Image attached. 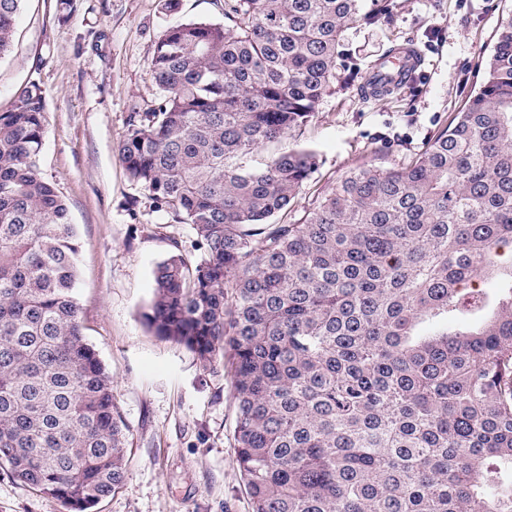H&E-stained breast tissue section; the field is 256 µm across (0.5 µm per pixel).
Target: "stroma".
Masks as SVG:
<instances>
[{"instance_id":"1","label":"stroma","mask_w":512,"mask_h":512,"mask_svg":"<svg viewBox=\"0 0 512 512\" xmlns=\"http://www.w3.org/2000/svg\"><path fill=\"white\" fill-rule=\"evenodd\" d=\"M511 16L512 0H394L387 24L349 28L344 49L358 79L337 82L287 141L316 155L288 222L350 170L410 164L477 90L481 61ZM222 19L218 0H181L175 12L164 0H75L64 19L57 0H23L12 47L0 57V111L28 80L46 92L41 169L70 209L84 334L112 375L127 426L123 481L97 512H252L236 465L228 368L203 365L143 318L156 266L174 253L198 259L197 236L156 210L118 158L129 113L156 95L150 64L161 33ZM396 45L419 51L415 78L397 94L368 97L363 78ZM0 512L67 510L0 467Z\"/></svg>"}]
</instances>
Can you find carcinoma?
Returning a JSON list of instances; mask_svg holds the SVG:
<instances>
[{
  "instance_id": "cac0c4a2",
  "label": "carcinoma",
  "mask_w": 512,
  "mask_h": 512,
  "mask_svg": "<svg viewBox=\"0 0 512 512\" xmlns=\"http://www.w3.org/2000/svg\"><path fill=\"white\" fill-rule=\"evenodd\" d=\"M362 0H223L156 42L119 159L203 249L154 271L145 319L227 362L253 512H512V18L479 90L406 167L362 166L276 222L315 153L284 141L338 79ZM22 0H0V56ZM46 93L0 112V466L95 512L126 426L83 332L79 246L41 172ZM487 278L496 292L481 288Z\"/></svg>"
}]
</instances>
